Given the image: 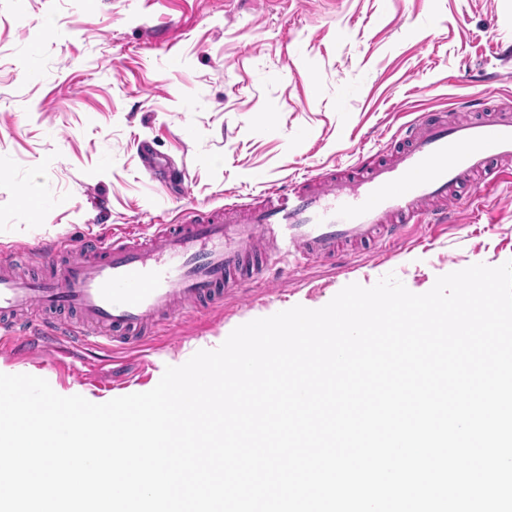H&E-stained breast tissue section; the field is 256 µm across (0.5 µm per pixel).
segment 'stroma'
I'll return each instance as SVG.
<instances>
[{"mask_svg": "<svg viewBox=\"0 0 512 512\" xmlns=\"http://www.w3.org/2000/svg\"><path fill=\"white\" fill-rule=\"evenodd\" d=\"M512 53V0H0V251L176 221L315 168L375 158L422 109L485 92ZM468 81H456L459 68ZM149 142L172 179H155ZM344 274L313 259L256 293L231 290L179 338L89 360L0 351V373L108 402L218 348L243 322L325 306L395 275L411 291L512 260V188L454 209L436 237Z\"/></svg>", "mask_w": 512, "mask_h": 512, "instance_id": "1", "label": "stroma"}]
</instances>
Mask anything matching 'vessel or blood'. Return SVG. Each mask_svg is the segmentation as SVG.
I'll list each match as a JSON object with an SVG mask.
<instances>
[{"label": "vessel or blood", "instance_id": "obj_1", "mask_svg": "<svg viewBox=\"0 0 512 512\" xmlns=\"http://www.w3.org/2000/svg\"><path fill=\"white\" fill-rule=\"evenodd\" d=\"M485 77L483 96L461 100L466 122L419 113L391 135L382 157L347 169H318L260 198L183 209L174 224L129 229L91 244L55 241L26 249L31 276L17 277L15 254H0V342L141 346L179 320L224 303L229 287L248 288L269 271L291 275L309 260L340 256L346 242L398 255L412 224H444L448 202L472 204L512 177V99ZM78 311L81 323L27 321L32 310Z\"/></svg>", "mask_w": 512, "mask_h": 512}]
</instances>
